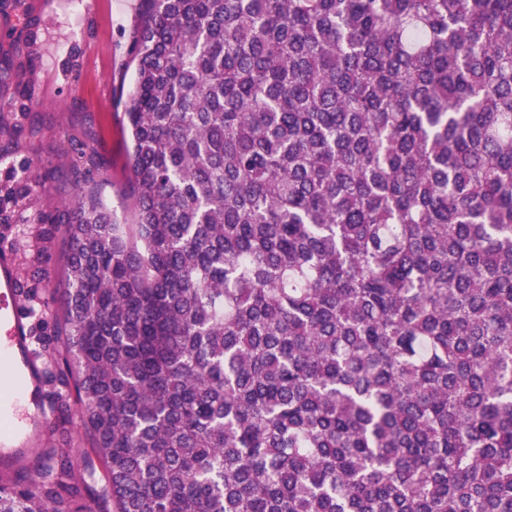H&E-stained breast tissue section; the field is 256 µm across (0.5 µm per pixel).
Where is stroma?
Instances as JSON below:
<instances>
[{
  "mask_svg": "<svg viewBox=\"0 0 512 512\" xmlns=\"http://www.w3.org/2000/svg\"><path fill=\"white\" fill-rule=\"evenodd\" d=\"M147 12V0H97L75 22L69 0H0V56L11 58L0 99L25 107L41 128L35 137L0 139V152L14 160L40 154L65 172L72 146L91 145L102 165L103 197L122 219L130 215L124 112L135 77V40ZM52 448L90 456L77 415H70L65 432L0 452V480L33 485L36 460Z\"/></svg>",
  "mask_w": 512,
  "mask_h": 512,
  "instance_id": "1",
  "label": "stroma"
}]
</instances>
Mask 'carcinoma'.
Wrapping results in <instances>:
<instances>
[{
  "label": "carcinoma",
  "mask_w": 512,
  "mask_h": 512,
  "mask_svg": "<svg viewBox=\"0 0 512 512\" xmlns=\"http://www.w3.org/2000/svg\"><path fill=\"white\" fill-rule=\"evenodd\" d=\"M148 2L133 223L92 148L54 211L51 162L0 153L30 354L112 512H512V0ZM86 470L53 448L0 512H72ZM65 254V239L60 235L54 241L49 251V262L52 270L54 271V287L58 289L65 288L64 278L61 275V270L65 261Z\"/></svg>",
  "instance_id": "carcinoma-1"
}]
</instances>
